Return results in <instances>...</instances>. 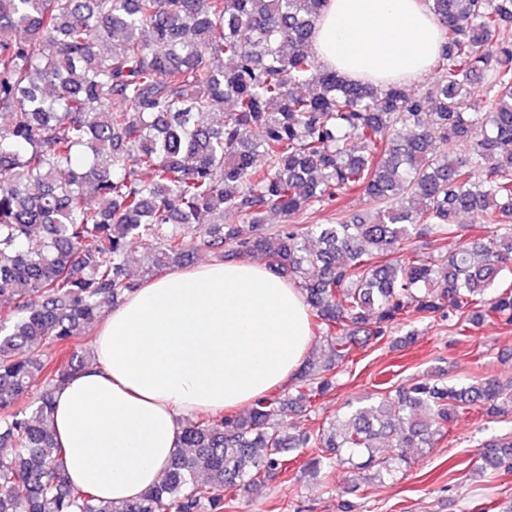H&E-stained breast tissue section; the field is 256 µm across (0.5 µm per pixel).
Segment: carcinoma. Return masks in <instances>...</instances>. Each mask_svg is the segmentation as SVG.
<instances>
[{"instance_id": "carcinoma-1", "label": "carcinoma", "mask_w": 512, "mask_h": 512, "mask_svg": "<svg viewBox=\"0 0 512 512\" xmlns=\"http://www.w3.org/2000/svg\"><path fill=\"white\" fill-rule=\"evenodd\" d=\"M326 3L0 0V512H224L288 471L292 448L307 450L305 473L342 457L381 481L393 469L375 441L428 448L476 404L512 412V382L420 381L327 430L283 431L360 343L416 315L512 325L499 283L512 272V0H423L444 43L422 93L321 64L311 37ZM351 193L378 205L372 218L291 223ZM269 212L290 223L266 231ZM236 213L248 228L224 223ZM413 234L432 252L398 254ZM135 244L147 274L199 250L261 259L300 288L331 356H308L291 392L244 415L186 419L158 484L116 503L66 481L52 395L91 359L87 328L140 287ZM483 460L512 471V439Z\"/></svg>"}]
</instances>
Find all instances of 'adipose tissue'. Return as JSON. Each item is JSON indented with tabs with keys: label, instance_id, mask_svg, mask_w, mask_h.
Instances as JSON below:
<instances>
[{
	"label": "adipose tissue",
	"instance_id": "1",
	"mask_svg": "<svg viewBox=\"0 0 512 512\" xmlns=\"http://www.w3.org/2000/svg\"><path fill=\"white\" fill-rule=\"evenodd\" d=\"M440 26L421 0H329L312 49L351 81L425 76ZM313 335L298 288L264 262H210L152 278L103 315L96 359L53 396L69 481L102 499L156 484L184 418L241 408L300 370Z\"/></svg>",
	"mask_w": 512,
	"mask_h": 512
}]
</instances>
